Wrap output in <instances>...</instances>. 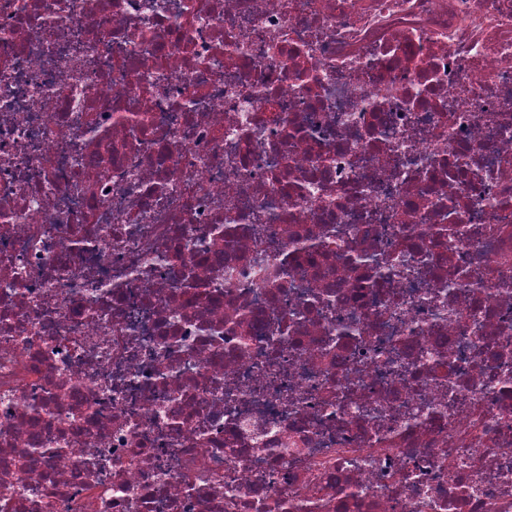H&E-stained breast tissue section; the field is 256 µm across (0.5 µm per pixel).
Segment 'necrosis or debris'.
<instances>
[{"label":"necrosis or debris","instance_id":"obj_1","mask_svg":"<svg viewBox=\"0 0 512 512\" xmlns=\"http://www.w3.org/2000/svg\"><path fill=\"white\" fill-rule=\"evenodd\" d=\"M0 0L8 512H512V0Z\"/></svg>","mask_w":512,"mask_h":512}]
</instances>
